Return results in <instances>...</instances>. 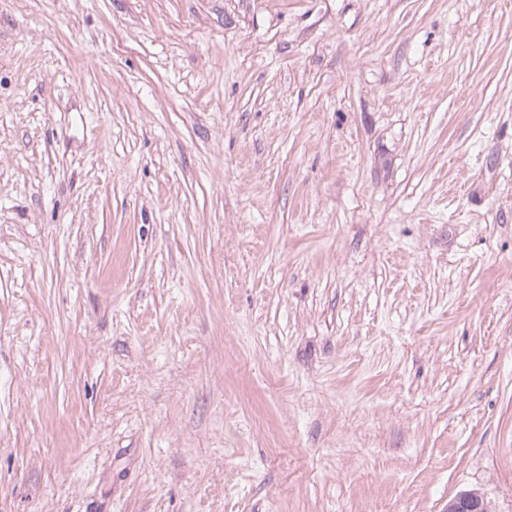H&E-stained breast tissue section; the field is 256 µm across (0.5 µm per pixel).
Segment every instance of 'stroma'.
Listing matches in <instances>:
<instances>
[{
	"mask_svg": "<svg viewBox=\"0 0 512 512\" xmlns=\"http://www.w3.org/2000/svg\"><path fill=\"white\" fill-rule=\"evenodd\" d=\"M512 512V0H0V512Z\"/></svg>",
	"mask_w": 512,
	"mask_h": 512,
	"instance_id": "35a3bbf8",
	"label": "stroma"
}]
</instances>
